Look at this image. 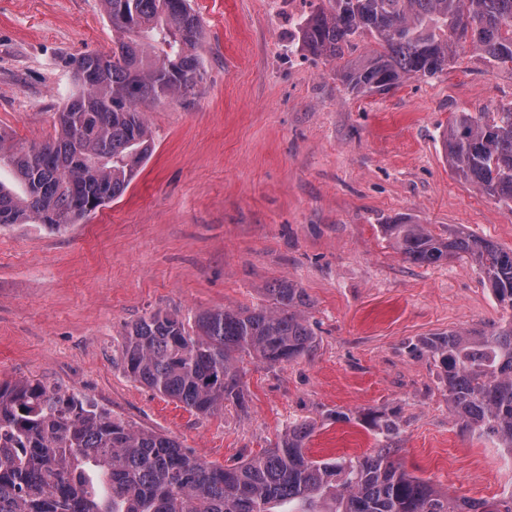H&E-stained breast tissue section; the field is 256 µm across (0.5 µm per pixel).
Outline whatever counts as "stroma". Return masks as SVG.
<instances>
[{
	"label": "stroma",
	"mask_w": 512,
	"mask_h": 512,
	"mask_svg": "<svg viewBox=\"0 0 512 512\" xmlns=\"http://www.w3.org/2000/svg\"><path fill=\"white\" fill-rule=\"evenodd\" d=\"M189 3L202 78L142 106L155 150L123 196L67 229H0V383L81 393L228 466L305 420L316 459L369 454L377 441L361 414L393 412L409 473L454 498L500 494L512 457L460 431L415 346L508 312L469 261L417 266L386 227L512 248V209L460 181L441 140L454 113L512 103V68L460 46L442 74L358 95L335 61L301 49L294 0ZM111 50L100 0H0V131L17 144L53 136L78 90L75 60ZM282 279L304 289L319 346L309 360L245 361L244 407L201 417L124 372L129 324L265 305Z\"/></svg>",
	"instance_id": "35a3bbf8"
}]
</instances>
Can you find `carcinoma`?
I'll return each instance as SVG.
<instances>
[{
  "mask_svg": "<svg viewBox=\"0 0 512 512\" xmlns=\"http://www.w3.org/2000/svg\"><path fill=\"white\" fill-rule=\"evenodd\" d=\"M112 24V55L75 61L80 92L57 113L55 135L28 146L0 133V225L77 223L123 195L155 143L139 106L191 92L202 78L199 17L188 0H100ZM467 19L470 31L458 32ZM369 35L373 54L344 60ZM468 43L490 64L512 65V0H327L301 26V48L343 61L339 74L357 94H385L415 76L448 69ZM456 177L512 203V105L456 112L443 133ZM403 257L437 265L470 260L497 301L512 311V249L422 224H388ZM268 293L273 307L206 311L194 325L155 312L127 326L125 373L190 412L211 416L245 403L239 362L276 366L317 350L307 296L290 280ZM416 349L439 368L463 432L495 441L512 457V314L475 332L425 336ZM363 423L377 452L317 460L314 426H288L273 447L233 466L205 462L174 438L39 382L0 383V512H512V489L481 500L454 498L409 475L386 444L393 414Z\"/></svg>",
  "mask_w": 512,
  "mask_h": 512,
  "instance_id": "cac0c4a2",
  "label": "carcinoma"
}]
</instances>
